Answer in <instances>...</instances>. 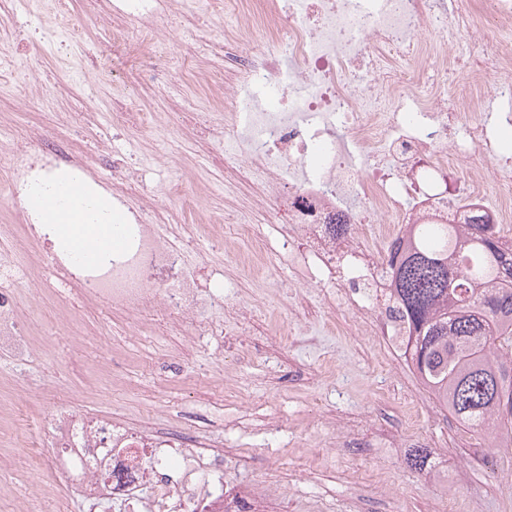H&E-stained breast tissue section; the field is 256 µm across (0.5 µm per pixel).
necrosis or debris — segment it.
I'll return each mask as SVG.
<instances>
[{
  "label": "necrosis or debris",
  "instance_id": "1",
  "mask_svg": "<svg viewBox=\"0 0 512 512\" xmlns=\"http://www.w3.org/2000/svg\"><path fill=\"white\" fill-rule=\"evenodd\" d=\"M196 0H124L112 19V44L133 48L158 40L155 19L204 47V28L190 25ZM224 55L231 63L209 90L211 111L224 115V171L245 187L227 193L242 259L264 266L257 222L284 224L282 253L303 258L311 273L340 281L335 305L353 308L362 330L402 350L403 329L375 249L407 224H459L483 202L491 223L512 225V164L497 152L512 130V0H224ZM493 21L491 52L460 50ZM436 24L438 34L425 38ZM500 104L488 118L485 80ZM14 146L0 150V196L17 203L51 182H87L86 161L37 127H14ZM470 177L455 193L437 190L449 169ZM140 204L122 227L124 245L89 266L54 249L44 225L26 216L0 225V352L29 361L31 321L17 290L45 287L42 271L62 270L90 304L123 315L135 334L175 336L174 353L223 343L247 322L224 272L203 284L191 248L195 229L158 209L154 195L112 161V203ZM353 223V244L337 242L332 225ZM369 249H360V242ZM165 410L136 418L91 417L53 396L38 420L28 459L65 472L64 493L30 496L23 512H257L250 494L227 488L224 462L234 448L189 426L167 425Z\"/></svg>",
  "mask_w": 512,
  "mask_h": 512
}]
</instances>
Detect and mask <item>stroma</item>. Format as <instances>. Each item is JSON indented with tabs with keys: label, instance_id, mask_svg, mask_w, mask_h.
<instances>
[{
	"label": "stroma",
	"instance_id": "35a3bbf8",
	"mask_svg": "<svg viewBox=\"0 0 512 512\" xmlns=\"http://www.w3.org/2000/svg\"><path fill=\"white\" fill-rule=\"evenodd\" d=\"M65 2L72 27L83 34L81 41L66 57L41 47L19 55L18 74L0 79V125L50 129L78 113L75 144L92 164L102 182L98 192L106 197L112 194V171L100 159L112 146H119L134 165L151 157L142 180L159 205L196 225L204 248L223 244L224 273L237 281L241 303L253 311L254 329L247 338L252 359L241 366L232 348L220 355L201 351L191 377L181 380L182 362L161 355L167 339L159 336L149 343L125 335L109 314L78 299L59 316L82 318L94 328L95 348L77 356L68 335H39L29 365L0 354V401H24L37 418L58 387L89 411L120 415L152 409L160 398H169L179 405L182 421L198 431L209 432L220 420L225 433L242 434L243 454L226 477L277 486L273 512H355L360 499L366 512H430L446 502L452 512H512V452L459 426L405 359L383 363V349L358 330L317 340L305 336L288 346L263 330L257 292L269 295L287 318L295 291L316 295L320 288L307 284L280 254L284 225H260L269 249L263 270L256 273L243 262L237 245L225 240L223 222H204V215L224 211V151L213 144L224 118L211 115L205 127L185 124L180 113L184 96L196 99L205 91L191 74L169 67L168 57L183 54V40L174 36L134 53L116 49L110 14L91 10L90 0ZM104 55L109 74L72 91L69 58L92 64ZM31 66L42 74L28 83L22 71ZM119 91L144 111H162L174 128L136 131L113 141L112 96ZM118 352L126 365L116 370L112 357ZM215 399L223 400L222 412L209 410ZM412 402L421 413L419 443L430 454L431 466L422 472L407 465V445L385 433ZM273 416L279 417L282 430L270 427ZM65 482L64 474L46 467L17 469L13 480L0 483V512H20L22 496L59 492Z\"/></svg>",
	"mask_w": 512,
	"mask_h": 512
}]
</instances>
